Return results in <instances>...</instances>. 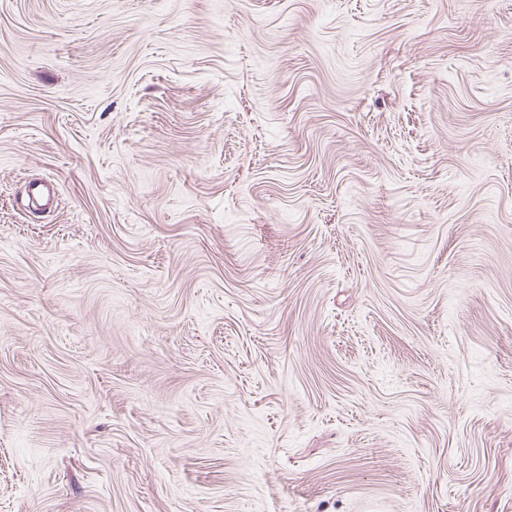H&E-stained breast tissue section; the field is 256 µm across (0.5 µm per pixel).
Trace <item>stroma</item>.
Segmentation results:
<instances>
[{
  "mask_svg": "<svg viewBox=\"0 0 512 512\" xmlns=\"http://www.w3.org/2000/svg\"><path fill=\"white\" fill-rule=\"evenodd\" d=\"M0 512H512V0H0ZM55 194V187L50 181L30 182L26 189L27 206L34 212L50 210Z\"/></svg>",
  "mask_w": 512,
  "mask_h": 512,
  "instance_id": "35a3bbf8",
  "label": "stroma"
}]
</instances>
